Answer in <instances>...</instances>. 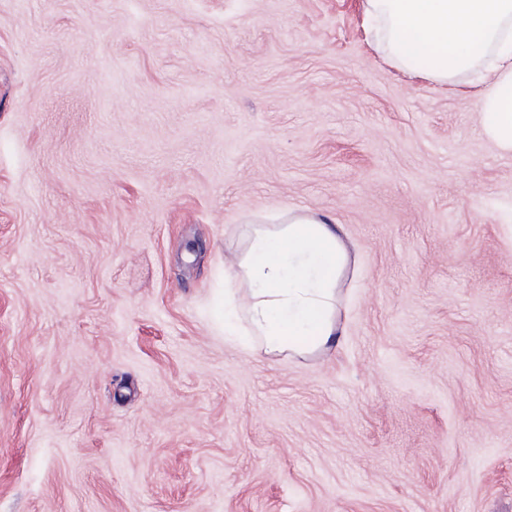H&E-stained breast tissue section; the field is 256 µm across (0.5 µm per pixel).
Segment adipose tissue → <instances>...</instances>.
<instances>
[{
    "mask_svg": "<svg viewBox=\"0 0 512 512\" xmlns=\"http://www.w3.org/2000/svg\"><path fill=\"white\" fill-rule=\"evenodd\" d=\"M363 23L409 77L472 75L485 134L512 154V0H363ZM350 259L339 226L315 212L246 216L224 269L225 335L242 330L272 355L328 350Z\"/></svg>",
    "mask_w": 512,
    "mask_h": 512,
    "instance_id": "adipose-tissue-1",
    "label": "adipose tissue"
}]
</instances>
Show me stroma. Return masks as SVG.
Here are the masks:
<instances>
[{
  "mask_svg": "<svg viewBox=\"0 0 512 512\" xmlns=\"http://www.w3.org/2000/svg\"><path fill=\"white\" fill-rule=\"evenodd\" d=\"M362 0H0V512H512V154ZM336 351L214 328L245 216ZM224 269V333L256 340L266 354L305 356L336 343L341 283L351 254L341 228L317 213L248 215ZM238 310L240 312H238ZM235 337V336H233Z\"/></svg>",
  "mask_w": 512,
  "mask_h": 512,
  "instance_id": "1",
  "label": "stroma"
}]
</instances>
